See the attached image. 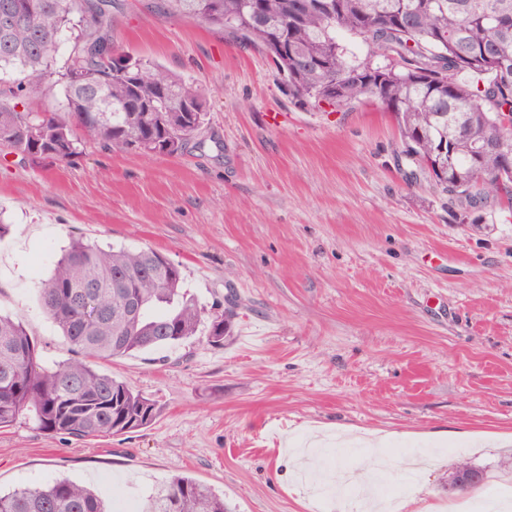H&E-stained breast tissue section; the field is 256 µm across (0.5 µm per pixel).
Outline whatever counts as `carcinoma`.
I'll return each instance as SVG.
<instances>
[{
    "label": "carcinoma",
    "instance_id": "1",
    "mask_svg": "<svg viewBox=\"0 0 512 512\" xmlns=\"http://www.w3.org/2000/svg\"><path fill=\"white\" fill-rule=\"evenodd\" d=\"M114 0H0L16 23L0 28V147L22 159L72 164L88 140L115 152L184 153L205 125L209 100L195 81L118 54ZM164 16L219 29L269 59L288 98L339 111L377 100L395 116L401 159L442 192L464 188L486 209L512 200V0H151ZM342 30L367 46L349 57ZM70 52L63 69L56 52ZM68 356L46 365L24 322L0 314V429L24 417L53 438L115 436L155 420L156 403L96 367L181 343L207 322L224 344L231 317L182 288L179 265L157 251L103 249L75 240L39 289ZM139 309L128 312L129 302ZM0 512H112L68 479L0 494ZM139 512H227L224 498L190 477L157 484Z\"/></svg>",
    "mask_w": 512,
    "mask_h": 512
}]
</instances>
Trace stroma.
Masks as SVG:
<instances>
[{"label": "stroma", "mask_w": 512, "mask_h": 512, "mask_svg": "<svg viewBox=\"0 0 512 512\" xmlns=\"http://www.w3.org/2000/svg\"><path fill=\"white\" fill-rule=\"evenodd\" d=\"M118 2L120 52L202 85L208 121L178 157L94 141L73 165L0 155V312L22 316L44 362L62 357L38 290L79 238L163 254L203 305L233 310L232 334L105 363L157 405L135 433L0 431V491L64 475L119 512L181 471L229 512H309L292 449L337 446L354 466L374 432L384 483L422 461L404 497L512 506V213L464 222L428 179L406 180L379 103L294 106L257 52ZM462 465L488 484L454 487Z\"/></svg>", "instance_id": "obj_1"}]
</instances>
